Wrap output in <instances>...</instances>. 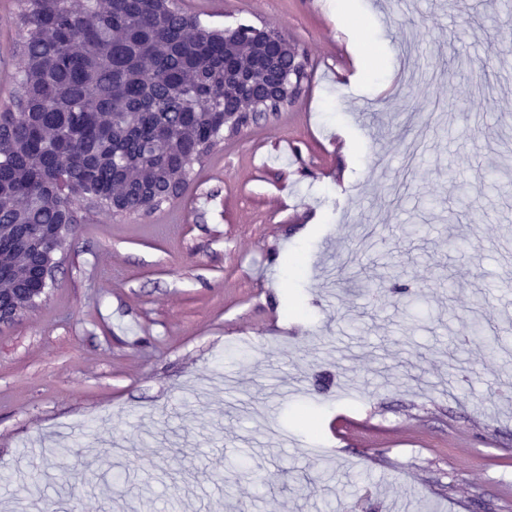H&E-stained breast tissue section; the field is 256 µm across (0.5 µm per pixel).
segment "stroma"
Segmentation results:
<instances>
[{
	"mask_svg": "<svg viewBox=\"0 0 512 512\" xmlns=\"http://www.w3.org/2000/svg\"><path fill=\"white\" fill-rule=\"evenodd\" d=\"M182 3L276 28L309 84L160 210L80 209L47 296L0 325V512H512L503 0H351L352 30L327 0ZM476 321L498 346L459 390L447 351Z\"/></svg>",
	"mask_w": 512,
	"mask_h": 512,
	"instance_id": "1",
	"label": "stroma"
}]
</instances>
